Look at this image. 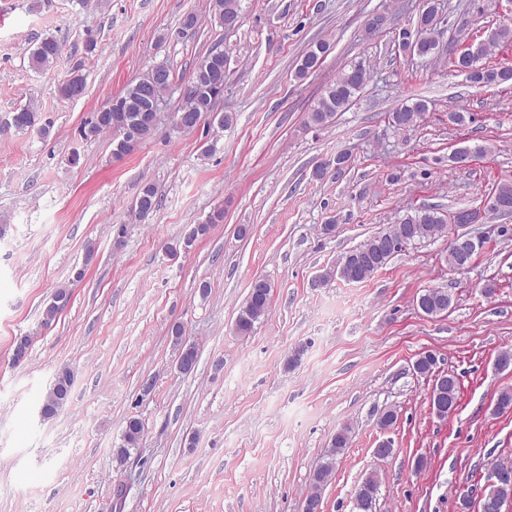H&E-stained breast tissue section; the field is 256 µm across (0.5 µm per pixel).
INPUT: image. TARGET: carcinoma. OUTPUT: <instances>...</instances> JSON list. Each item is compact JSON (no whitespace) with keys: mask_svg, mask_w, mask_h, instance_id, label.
<instances>
[{"mask_svg":"<svg viewBox=\"0 0 512 512\" xmlns=\"http://www.w3.org/2000/svg\"><path fill=\"white\" fill-rule=\"evenodd\" d=\"M244 0H210V9L214 20L226 31L234 27L224 24V19L242 18ZM443 15L441 0H420L417 14V37H412L408 31L399 34L400 49L417 57L424 67H430L440 60L439 44L432 39L434 25ZM512 43V26L498 28L494 35L485 43L474 49L471 60L448 58L453 70L465 76L472 84L482 86H499L512 83V68H493L482 63V59L491 56L500 48ZM330 44L320 41L312 45L299 59L295 77L303 79L317 70L324 62ZM61 49L58 41L53 37L43 38L30 53L31 65L41 71L56 66L60 62ZM228 75V57L223 51L210 50L196 65L191 78L181 87V105L175 116L187 114L188 121L180 125V129L191 131L197 127L202 117L214 110L219 96L224 93V82ZM370 78V72L365 65L354 63L347 69L336 74V77L324 89L312 111L309 113V123L314 126H326L336 117V114L347 111L354 101L356 94L360 93ZM172 84V73L166 71L164 81L145 89L141 82L136 81L112 98L98 112L94 113L90 121L81 129L83 137L97 136L103 132H112L117 135L113 142L112 158L119 161L130 154L136 146L150 139L156 125L146 119V110L151 108L152 102L159 101L161 94ZM85 77L79 70L70 72L68 79L63 81L59 88L60 96L66 100H73L85 91ZM427 110L424 101L418 99L403 100L389 113V124L401 133L415 127L421 120L423 112ZM14 131L27 133L35 131L45 137L49 128L39 124V113L31 106L19 108L0 121V135ZM157 205L156 190L147 183L141 188L133 205L135 217L144 220L155 210ZM450 213L437 206H423L412 213H406L400 220L388 229L371 236L355 250L359 251L358 265L354 271L341 267L336 262L326 270L329 278H338L349 283H361L371 278L382 269L397 253L402 252L401 238H407L412 243L423 240L438 239L446 236L448 231ZM272 286L267 280L261 285L249 290L248 296L240 307L234 323V331L239 336H248L253 332L255 324L266 318L271 306ZM71 299L69 288L62 286L55 290L50 303L44 309V323L49 324ZM418 303L424 308L427 316H437L448 311L452 304V296L442 288H428L418 298ZM174 345L186 353L188 368L184 373L191 372L198 360V350L195 344L183 340V327L175 324L171 328ZM74 384L73 372L63 367L53 378L44 395L40 412L42 420L54 418L60 411L61 405L68 401ZM142 421L129 417L122 429L121 445L113 449L116 461L122 462L131 455V450L138 447L143 436ZM350 430L340 428L331 438L330 450L327 458L313 472L312 492L308 498L321 496L323 488L332 479L336 458L344 454L349 447ZM379 489V479L376 474H368L353 489L352 495L359 496L363 502L360 512H373L376 506ZM504 501H512V474L500 477L487 486Z\"/></svg>","mask_w":512,"mask_h":512,"instance_id":"1","label":"carcinoma"}]
</instances>
